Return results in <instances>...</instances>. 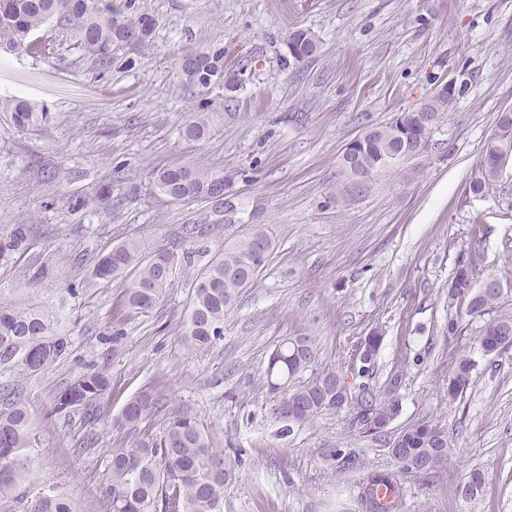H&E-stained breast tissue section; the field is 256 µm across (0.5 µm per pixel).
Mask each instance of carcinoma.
<instances>
[{
	"label": "carcinoma",
	"instance_id": "obj_1",
	"mask_svg": "<svg viewBox=\"0 0 512 512\" xmlns=\"http://www.w3.org/2000/svg\"><path fill=\"white\" fill-rule=\"evenodd\" d=\"M72 32L77 48L85 57L104 69L112 68V46L132 40L143 43L152 37L156 19L135 10V0H125L116 9L112 0H0V48L30 57H50L54 43L36 40V35L51 21ZM290 41L296 44L298 62L317 51L314 35L296 30ZM183 59L193 70L182 71L186 82L202 100L218 88L224 78V48L209 46L186 53ZM10 112L19 131L50 124L51 114L23 98L1 102ZM498 132L489 138L482 151L480 176L470 189L482 193L498 178L497 162L512 158V112H502ZM210 130V113L202 108L191 113L180 129L189 141L204 139ZM432 127L422 126L409 113L406 130L395 131L386 124L373 128L362 139L358 152L362 164L349 165L342 155L343 176H358L366 169L377 173L392 169L386 153L406 145L429 146ZM156 188L180 202H208L221 208L224 200L215 192L224 187V170L186 161L153 173ZM273 241L262 225L253 224L248 232L224 246L208 265L191 280V296L181 323V336L188 351L209 349L224 335V316L241 293L251 287L265 268ZM173 255L165 250L146 252L139 241L124 240L102 254L91 271L93 281H124L125 303L141 312L152 309L171 283ZM476 268L458 259L448 282V336H462L470 322L479 319L478 343L481 350L493 349L505 336L512 337V315L499 312L504 290L476 284ZM381 344L378 331L356 346L354 357L369 373L373 357ZM70 349L67 338L59 335L51 314L41 306L13 307L0 304V364L14 363L25 372H36L63 359ZM316 359V350L307 336L284 339L269 356L263 387L274 397L273 404L288 398L296 403L291 417H282L284 431L303 426L326 412L336 411V389L332 382L338 373L326 369L309 380L301 375ZM474 363L458 358L448 379V400L455 401L471 385ZM109 379L101 372L82 376L57 396L55 415L74 409L95 410L109 389ZM394 387L379 394L372 387H359L352 405L350 426L368 436L384 435L399 412ZM161 411L159 399L149 393L138 394L124 405L119 424L130 430V437L108 450L107 479L100 488L103 512H224V486L234 476L231 461L209 428L188 413L169 414L154 435L141 428L149 417ZM30 413L18 394H13L5 411L0 412V508L3 512H81L69 489L49 483L37 491L27 487L30 459L23 450L30 444ZM393 442L410 464L400 463L398 471H375L361 485L365 512H401L403 493L399 475L432 471L445 456L448 437L439 429L419 422L400 430Z\"/></svg>",
	"mask_w": 512,
	"mask_h": 512
}]
</instances>
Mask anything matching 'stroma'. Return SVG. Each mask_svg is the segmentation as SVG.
<instances>
[{
    "instance_id": "stroma-1",
    "label": "stroma",
    "mask_w": 512,
    "mask_h": 512,
    "mask_svg": "<svg viewBox=\"0 0 512 512\" xmlns=\"http://www.w3.org/2000/svg\"><path fill=\"white\" fill-rule=\"evenodd\" d=\"M152 15L149 43L116 45L129 69L104 70L56 25L50 58L0 50V99L23 97L52 115L43 131H17L0 111V240L28 228L22 247L0 252V303L52 312L71 343L65 359L35 373L0 365V410L15 390L31 416L30 483L66 484L83 512H100L106 450L127 437L126 401L150 393L168 413L195 415L235 462L224 512H364L358 486L394 469L385 440L350 430L348 410L283 433L268 413L262 372L276 345L310 337L316 369L335 367L350 389L385 391L399 413L389 434L421 421L444 429L448 452L430 474L408 473L403 512H512V348L483 355L475 330L446 334L448 281L460 255L478 281L508 288L512 312V165L483 193L470 190L497 116L512 108V0H136ZM315 35L316 54L296 62L293 31ZM220 45L239 83L213 93L206 139L179 128L200 99L181 76L183 52ZM457 91L428 150L363 188L340 174L347 144L419 107L443 85ZM183 160L234 177L227 207L176 202L152 173ZM62 168L64 184L43 183ZM111 183L112 203H97ZM87 207L71 210L70 200ZM203 233L188 237L187 227ZM263 225L270 260L224 318V334L192 354L181 342L189 278ZM128 238L175 257L172 281L146 312L124 306L117 281L87 283L97 258ZM383 336L369 376L356 345ZM474 363L472 384L448 399L452 362ZM107 374L95 415H51L58 393L81 375ZM355 454L344 468L326 451ZM485 488H458L472 469Z\"/></svg>"
}]
</instances>
